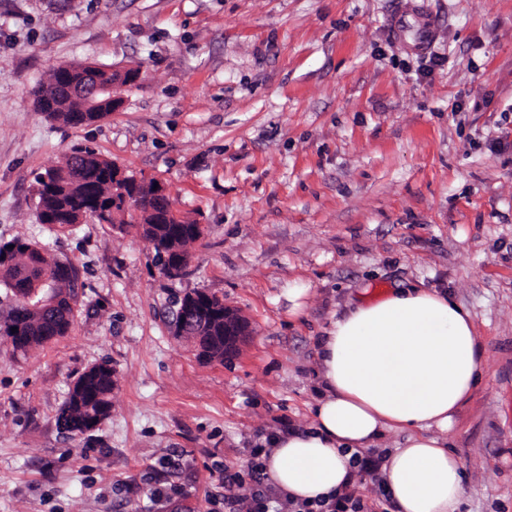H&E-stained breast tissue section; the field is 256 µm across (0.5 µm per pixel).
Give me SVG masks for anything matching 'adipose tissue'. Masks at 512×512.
<instances>
[{
  "instance_id": "1",
  "label": "adipose tissue",
  "mask_w": 512,
  "mask_h": 512,
  "mask_svg": "<svg viewBox=\"0 0 512 512\" xmlns=\"http://www.w3.org/2000/svg\"><path fill=\"white\" fill-rule=\"evenodd\" d=\"M479 364L473 318L447 292L393 288L358 302L320 336L312 423L272 436L266 472L293 499H324L348 481L355 451L398 432L404 446L381 465L398 512H460L463 467L444 434Z\"/></svg>"
}]
</instances>
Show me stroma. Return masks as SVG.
Masks as SVG:
<instances>
[{"label": "stroma", "instance_id": "stroma-1", "mask_svg": "<svg viewBox=\"0 0 512 512\" xmlns=\"http://www.w3.org/2000/svg\"><path fill=\"white\" fill-rule=\"evenodd\" d=\"M416 2L423 55L393 32L398 0H0V246L46 245L82 282L68 335L24 353L0 336V512H224V468L310 422L316 340L350 293L391 288L470 312L461 512H512V0ZM71 63L141 75L71 127L30 95ZM80 149L205 227L184 276L135 231L38 223L36 174ZM193 290L250 322L224 362L169 330ZM100 362L112 413L68 437L57 415Z\"/></svg>", "mask_w": 512, "mask_h": 512}]
</instances>
